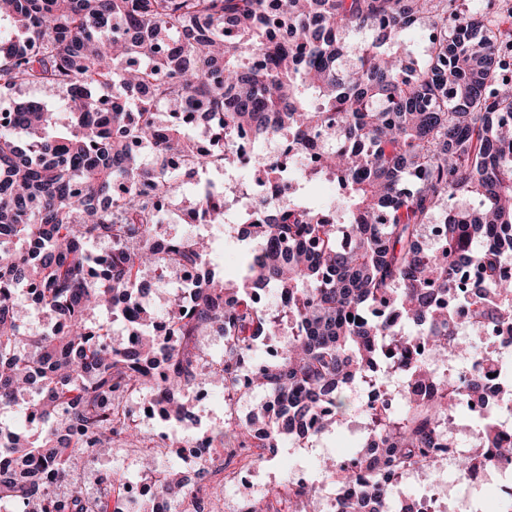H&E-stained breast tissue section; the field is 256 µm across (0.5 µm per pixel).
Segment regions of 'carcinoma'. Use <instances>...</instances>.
Listing matches in <instances>:
<instances>
[{"label": "carcinoma", "instance_id": "obj_1", "mask_svg": "<svg viewBox=\"0 0 512 512\" xmlns=\"http://www.w3.org/2000/svg\"><path fill=\"white\" fill-rule=\"evenodd\" d=\"M467 0H0V409L20 401L43 423L40 437L0 444V500L20 512H110L80 491L59 493L27 478L37 466L67 478L72 464L112 449L116 401L124 392L170 397L162 413H188L172 393L220 380L229 391L241 359L257 341L288 328L282 356L253 366L251 386L283 405L271 434L256 442L233 430L243 448L273 454L285 439H312L342 426L343 393L370 376L378 346H390L402 378H435L418 365L416 334L436 362L474 352L455 339L446 299L473 307L489 328L512 325V0L494 11L462 9ZM424 26L427 54L399 52L403 35ZM368 37L350 41L349 35ZM455 89L448 97V86ZM51 87L49 105L14 93ZM204 113L195 138L178 114ZM242 130L258 140L286 137L305 149L311 135L331 140L320 172L342 189V221L300 203L274 207L250 225L239 285L207 276L168 305L172 332L156 336L137 307L156 269L192 271L209 259L196 239L152 244L161 207L177 196L178 176L161 162L222 166ZM200 140L211 154L198 152ZM154 145L149 162L136 145ZM236 187L195 196L208 223H224V199ZM480 198L477 209L458 201ZM441 228L442 255L427 245ZM104 242L96 256L88 245ZM478 278L459 285L457 267ZM287 298L280 316L258 295ZM57 324L26 331L22 299ZM95 309L137 333L111 346ZM409 326L413 333L404 332ZM225 336L224 363L204 371L196 340ZM164 354L172 371L159 376ZM474 383L455 400L406 399L396 414L384 403L366 412V438L352 453L364 477L335 460L325 479L351 487L339 512H414L389 480L430 468L448 439L460 403L479 396ZM486 444L512 460V435L495 417L482 424ZM160 487L182 499L189 489L173 465Z\"/></svg>", "mask_w": 512, "mask_h": 512}]
</instances>
